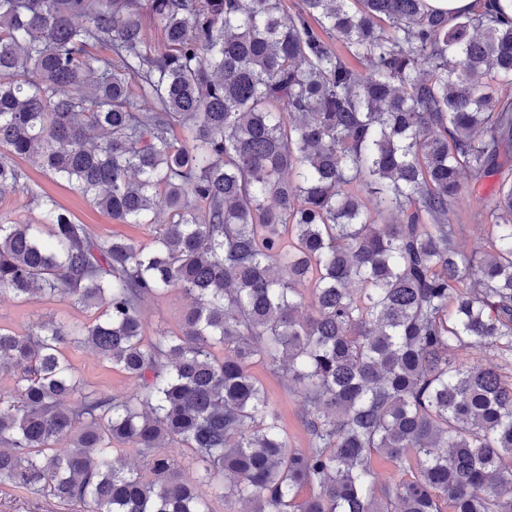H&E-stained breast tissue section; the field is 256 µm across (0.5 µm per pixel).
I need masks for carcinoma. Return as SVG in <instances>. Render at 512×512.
Returning a JSON list of instances; mask_svg holds the SVG:
<instances>
[{"mask_svg": "<svg viewBox=\"0 0 512 512\" xmlns=\"http://www.w3.org/2000/svg\"><path fill=\"white\" fill-rule=\"evenodd\" d=\"M510 11L0 0V193L39 213L0 224V293L97 310L0 327V486L214 512L176 475L182 447L241 512H512ZM21 160L150 243L95 235ZM464 204L490 228L480 255L458 245ZM173 289L179 331L145 335L143 304ZM83 343L134 390L85 385L63 354ZM256 363L301 398L308 447ZM378 457L401 477L378 481Z\"/></svg>", "mask_w": 512, "mask_h": 512, "instance_id": "cac0c4a2", "label": "carcinoma"}]
</instances>
